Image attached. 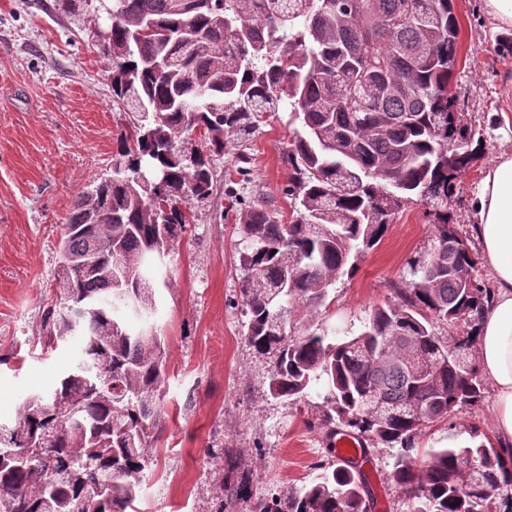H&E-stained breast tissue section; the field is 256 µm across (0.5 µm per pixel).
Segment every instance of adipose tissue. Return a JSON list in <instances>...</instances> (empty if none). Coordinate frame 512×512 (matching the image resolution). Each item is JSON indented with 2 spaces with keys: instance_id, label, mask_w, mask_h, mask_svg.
I'll list each match as a JSON object with an SVG mask.
<instances>
[{
  "instance_id": "adipose-tissue-1",
  "label": "adipose tissue",
  "mask_w": 512,
  "mask_h": 512,
  "mask_svg": "<svg viewBox=\"0 0 512 512\" xmlns=\"http://www.w3.org/2000/svg\"><path fill=\"white\" fill-rule=\"evenodd\" d=\"M474 207V232L496 286L478 328L480 367L495 388L500 445L512 454V155L500 156L485 170Z\"/></svg>"
}]
</instances>
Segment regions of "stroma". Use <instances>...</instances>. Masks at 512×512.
Segmentation results:
<instances>
[{"mask_svg":"<svg viewBox=\"0 0 512 512\" xmlns=\"http://www.w3.org/2000/svg\"><path fill=\"white\" fill-rule=\"evenodd\" d=\"M459 24L452 91L462 120L483 146L448 199L451 223L473 252L475 188L500 155H512V29H498L484 0H453ZM84 0H0V420L13 418L27 394L55 381L76 351L44 343V319L60 296L54 279L58 245L75 195L106 174L126 128L113 109L107 60L90 33ZM289 106L265 115L241 142L227 138L216 162L232 172L236 156L252 158L241 185L247 199L290 216L283 189L290 171ZM195 221L166 259L169 284L156 291L153 321L166 343L161 417L149 442L154 460L141 489L140 512H246L222 485L223 449H233L254 496L301 486L319 464L335 463L340 434L324 419V382L297 402L267 394L270 361L245 340L248 318L239 288L242 272L234 213L223 190L194 206ZM423 202L407 204L382 240L358 254L355 271L339 278L322 307H298L292 335L355 334L371 310L393 300L409 262L434 247ZM494 388L485 384L478 407L434 424L415 440L418 456L472 433L493 439ZM365 474L375 512H409L389 479L394 450L368 448Z\"/></svg>","mask_w":512,"mask_h":512,"instance_id":"35a3bbf8","label":"stroma"}]
</instances>
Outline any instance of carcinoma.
I'll return each mask as SVG.
<instances>
[{"mask_svg": "<svg viewBox=\"0 0 512 512\" xmlns=\"http://www.w3.org/2000/svg\"><path fill=\"white\" fill-rule=\"evenodd\" d=\"M458 36L453 0H112L104 56L128 128L111 174L72 202L45 343L77 359L0 421V512H68L108 479L92 512H136L166 377L164 339L149 324L160 264L194 221L191 201L213 194L224 137L253 134L284 102L301 125L285 152L295 216L285 223L224 183L243 244L245 339L271 360L269 395L296 402L325 380L326 420L398 449L390 479L410 512H512V458L492 445L412 456L424 429L484 390L469 351L491 290L448 224V195L474 157L445 151L470 139L451 92ZM414 196L433 208L436 242L396 300L356 335L288 333L294 305L321 306L352 254L377 245ZM85 256L96 274L76 267ZM436 320L460 333L442 341ZM320 469L248 512H370L355 463Z\"/></svg>", "mask_w": 512, "mask_h": 512, "instance_id": "1", "label": "carcinoma"}]
</instances>
